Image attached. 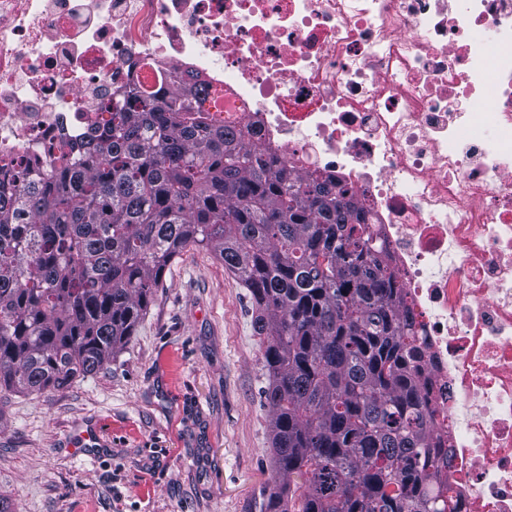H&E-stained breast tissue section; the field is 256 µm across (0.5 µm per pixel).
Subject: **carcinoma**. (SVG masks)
Returning a JSON list of instances; mask_svg holds the SVG:
<instances>
[{
  "mask_svg": "<svg viewBox=\"0 0 512 512\" xmlns=\"http://www.w3.org/2000/svg\"><path fill=\"white\" fill-rule=\"evenodd\" d=\"M189 246L247 288L265 338L268 512H454L434 492L413 322L349 189L293 179L191 102L139 90L0 204V391H60L127 345Z\"/></svg>",
  "mask_w": 512,
  "mask_h": 512,
  "instance_id": "obj_1",
  "label": "carcinoma"
}]
</instances>
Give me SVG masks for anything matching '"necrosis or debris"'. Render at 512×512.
Instances as JSON below:
<instances>
[{
    "mask_svg": "<svg viewBox=\"0 0 512 512\" xmlns=\"http://www.w3.org/2000/svg\"><path fill=\"white\" fill-rule=\"evenodd\" d=\"M212 123L347 186L418 338L455 512H512V0H0V200L189 75Z\"/></svg>",
    "mask_w": 512,
    "mask_h": 512,
    "instance_id": "obj_1",
    "label": "necrosis or debris"
}]
</instances>
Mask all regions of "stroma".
<instances>
[{
	"label": "stroma",
	"instance_id": "1",
	"mask_svg": "<svg viewBox=\"0 0 512 512\" xmlns=\"http://www.w3.org/2000/svg\"><path fill=\"white\" fill-rule=\"evenodd\" d=\"M252 319L223 264L183 250L106 370L0 393V497L12 512H265L268 376Z\"/></svg>",
	"mask_w": 512,
	"mask_h": 512
}]
</instances>
